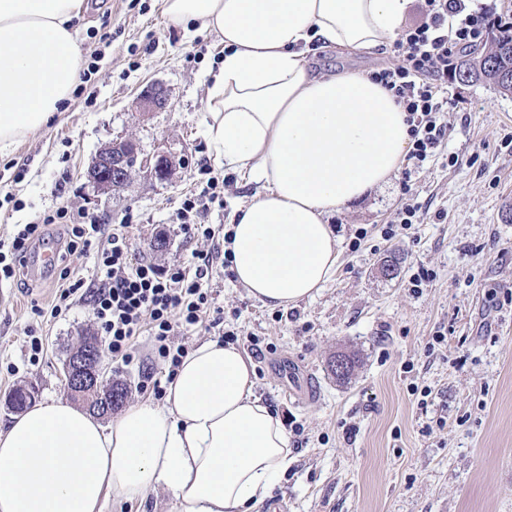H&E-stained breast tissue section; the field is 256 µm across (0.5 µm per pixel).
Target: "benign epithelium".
I'll use <instances>...</instances> for the list:
<instances>
[{
  "instance_id": "obj_1",
  "label": "benign epithelium",
  "mask_w": 512,
  "mask_h": 512,
  "mask_svg": "<svg viewBox=\"0 0 512 512\" xmlns=\"http://www.w3.org/2000/svg\"><path fill=\"white\" fill-rule=\"evenodd\" d=\"M166 101L164 87L154 85L141 94L138 105L142 112H153L163 108ZM135 170H143L154 179L166 181L172 170L171 156L163 149L145 156L135 140L124 138L109 143L99 152L89 167L87 176L96 186L109 189L125 183ZM99 372L100 362L94 360L90 350L73 351L66 363L68 393L86 400L97 397L100 388Z\"/></svg>"
}]
</instances>
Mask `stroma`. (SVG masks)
Returning <instances> with one entry per match:
<instances>
[{
  "mask_svg": "<svg viewBox=\"0 0 512 512\" xmlns=\"http://www.w3.org/2000/svg\"><path fill=\"white\" fill-rule=\"evenodd\" d=\"M76 21L82 63L95 72L81 96L70 97L35 137L0 153V183L14 184L23 207L0 212V240L34 212L65 202L103 222H127L133 258L161 267L183 265L209 241L188 240L175 212L200 193L206 166L224 181L223 204H210L201 224H230L235 211L262 190L259 183L215 162L207 138L208 73L224 56L220 35L168 21L164 0H86ZM393 46L375 55L316 48L314 74L343 69L373 72L397 66ZM162 85L165 106L143 113L144 89ZM451 127L439 154L396 173L330 222L344 241L357 230L358 251L343 249L331 281L294 308H269L236 286L214 262L207 286L225 310V328L272 343L254 357L256 392L280 416L301 427L291 435L295 456L269 507L285 512H512V94L484 82L449 77ZM131 137L143 153L165 147L174 157L160 182L138 171L104 191L87 179L96 154ZM25 167L21 183L13 178ZM65 194L56 198V183ZM422 223L382 236L407 199ZM166 245L154 250L157 235ZM397 255L396 278L380 272ZM430 279L412 287L418 269ZM57 274L21 272L0 284V428L13 412L7 394L35 388L37 401L66 396L64 365L83 337L96 334L93 310L75 303L38 331L44 350L29 359L31 305L49 307ZM443 335L440 344L432 338ZM354 356L350 378L336 380L329 363ZM105 377L127 387L126 405L144 399L147 375L160 378L153 341L143 337L137 360L104 355Z\"/></svg>",
  "mask_w": 512,
  "mask_h": 512,
  "instance_id": "obj_1",
  "label": "stroma"
}]
</instances>
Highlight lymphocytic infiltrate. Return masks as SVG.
<instances>
[{"instance_id": "lymphocytic-infiltrate-1", "label": "lymphocytic infiltrate", "mask_w": 512, "mask_h": 512, "mask_svg": "<svg viewBox=\"0 0 512 512\" xmlns=\"http://www.w3.org/2000/svg\"><path fill=\"white\" fill-rule=\"evenodd\" d=\"M424 7V21L407 27L395 43L401 64L372 74L404 108L410 125L408 156L419 164L435 155L447 133L440 119L445 102L438 96L439 82L447 79L448 67L461 51L483 39L497 11L495 0H424ZM200 205V198L193 195L182 200L177 210L179 228L187 238L202 236L216 246L209 253H193L188 266L133 264L125 225L105 224L98 216L60 205L17 225L7 250H0V282L19 275L27 253L49 226H62L65 254L94 255L96 274L77 278L62 270L55 304L48 310L32 305L33 314L55 318L74 302H88L103 351L132 363L140 337L148 334L154 338L157 359L168 375H175L187 353L185 345L174 340L178 333L204 325L216 330L222 343L234 345L239 340L237 332L224 329V310L214 305L204 286L209 268L232 234L195 223Z\"/></svg>"}]
</instances>
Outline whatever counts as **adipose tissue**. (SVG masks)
Here are the masks:
<instances>
[{
	"label": "adipose tissue",
	"mask_w": 512,
	"mask_h": 512,
	"mask_svg": "<svg viewBox=\"0 0 512 512\" xmlns=\"http://www.w3.org/2000/svg\"><path fill=\"white\" fill-rule=\"evenodd\" d=\"M410 0H165L173 23L224 41L207 101L216 161L262 183L233 217L237 285L271 308L310 298L336 273L328 218L387 183L410 147L406 114L365 72L313 74V44L373 52L400 33ZM84 0H0V151L37 136L76 82L73 22ZM255 366L205 340L163 404L102 424L58 398L0 430V512H104L163 488L178 512H262L294 456Z\"/></svg>",
	"instance_id": "1"
}]
</instances>
